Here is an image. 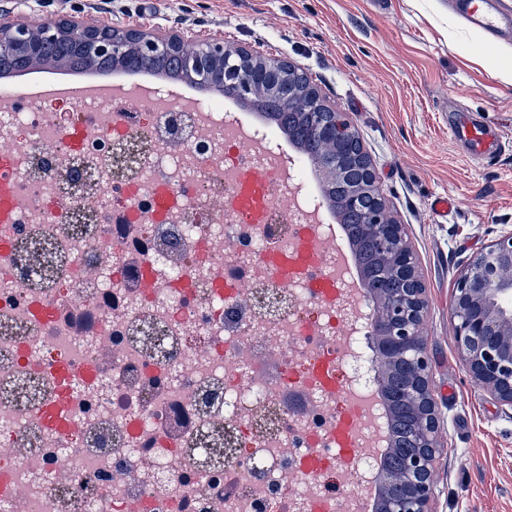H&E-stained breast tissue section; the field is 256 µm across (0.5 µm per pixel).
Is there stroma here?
I'll list each match as a JSON object with an SVG mask.
<instances>
[{"label": "stroma", "mask_w": 512, "mask_h": 512, "mask_svg": "<svg viewBox=\"0 0 512 512\" xmlns=\"http://www.w3.org/2000/svg\"><path fill=\"white\" fill-rule=\"evenodd\" d=\"M14 21L223 35L302 68L347 113L404 224L426 288L423 322L442 449L432 512H512V407L467 372L454 338L457 279L512 227V36L486 44L449 0H0ZM464 112L502 143L468 156L448 124ZM454 200L434 215L435 196Z\"/></svg>", "instance_id": "stroma-1"}]
</instances>
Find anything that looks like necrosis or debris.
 <instances>
[{"label":"necrosis or debris","mask_w":512,"mask_h":512,"mask_svg":"<svg viewBox=\"0 0 512 512\" xmlns=\"http://www.w3.org/2000/svg\"><path fill=\"white\" fill-rule=\"evenodd\" d=\"M0 86V502L20 512H366V362L336 276L332 225L310 221L311 162L287 176L217 98L155 89L107 112ZM269 169L245 223L237 173ZM319 245L287 279L272 259ZM90 369L70 422L40 411L51 365ZM342 369L344 382L330 372ZM354 452L336 447L338 400Z\"/></svg>","instance_id":"1"}]
</instances>
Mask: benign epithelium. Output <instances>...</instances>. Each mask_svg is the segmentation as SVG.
<instances>
[{
  "mask_svg": "<svg viewBox=\"0 0 512 512\" xmlns=\"http://www.w3.org/2000/svg\"><path fill=\"white\" fill-rule=\"evenodd\" d=\"M65 45L93 66L109 59L112 66H146L160 53L181 63L183 77L193 83L248 90L259 97L279 99L288 110L310 107L317 113L313 137L332 149L320 158L327 178L352 187L345 207L385 243L384 257L401 288L376 298L380 319L375 342L378 378L388 380L403 371L407 382L400 396L414 401L418 415L415 449L404 471L384 470L378 483L383 495L379 512H430L434 496L433 470L441 445L436 403L430 387V366L423 345L425 288L404 225L388 215L370 157L354 125L343 112L328 105L305 73L288 59L263 55L222 36L198 40L187 47L183 34L86 24L68 18L38 24L0 18V60L21 68L61 67L68 58L55 54ZM512 230H505L480 253L456 283L453 305L455 340L472 378L495 401L512 407Z\"/></svg>",
  "mask_w": 512,
  "mask_h": 512,
  "instance_id": "benign-epithelium-1",
  "label": "benign epithelium"
}]
</instances>
